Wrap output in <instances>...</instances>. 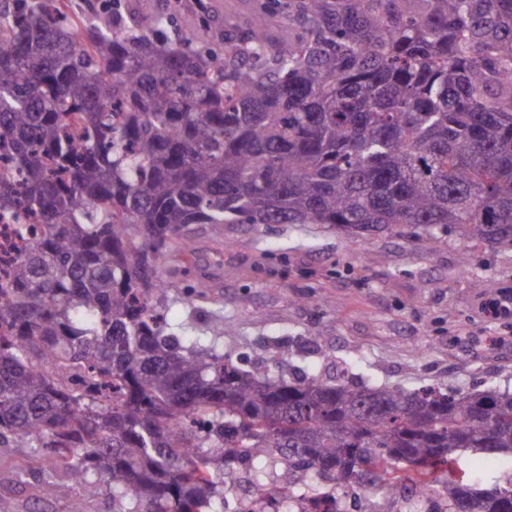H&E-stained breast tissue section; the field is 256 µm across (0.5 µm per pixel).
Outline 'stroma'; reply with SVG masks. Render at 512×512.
<instances>
[{"label":"stroma","mask_w":512,"mask_h":512,"mask_svg":"<svg viewBox=\"0 0 512 512\" xmlns=\"http://www.w3.org/2000/svg\"><path fill=\"white\" fill-rule=\"evenodd\" d=\"M144 14L169 15L176 29L209 27L215 37L266 16L272 39L288 36V0H122ZM183 259L185 287L201 293L188 335L224 315V353L248 369L408 390L455 379L512 390V320L484 318V299L512 289V246L476 240L459 228L422 248L413 229L364 235L325 224H228L222 239L193 235ZM502 338L499 346L491 338ZM27 448L0 446V512H112L108 493L41 499L19 485L14 462Z\"/></svg>","instance_id":"obj_1"}]
</instances>
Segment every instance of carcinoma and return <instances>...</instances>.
Wrapping results in <instances>:
<instances>
[{"instance_id":"obj_1","label":"carcinoma","mask_w":512,"mask_h":512,"mask_svg":"<svg viewBox=\"0 0 512 512\" xmlns=\"http://www.w3.org/2000/svg\"><path fill=\"white\" fill-rule=\"evenodd\" d=\"M157 16L0 9V221L41 235L0 276V444L51 463L45 497L105 488L112 512H224L284 459L318 489L403 482L444 512H512L456 467L512 460V392L332 383L244 369L183 342L190 226H452L512 243V0H288L221 41Z\"/></svg>"}]
</instances>
